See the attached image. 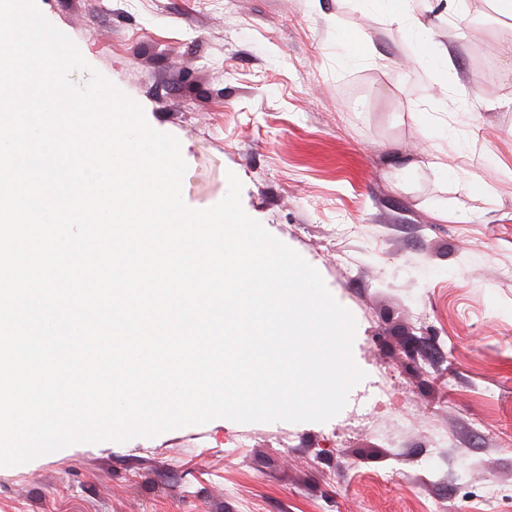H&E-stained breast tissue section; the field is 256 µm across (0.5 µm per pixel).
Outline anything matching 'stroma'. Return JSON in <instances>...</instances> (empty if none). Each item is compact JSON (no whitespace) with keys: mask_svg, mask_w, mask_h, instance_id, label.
<instances>
[{"mask_svg":"<svg viewBox=\"0 0 512 512\" xmlns=\"http://www.w3.org/2000/svg\"><path fill=\"white\" fill-rule=\"evenodd\" d=\"M37 3L89 65L72 82L97 70L179 139L189 207L238 176L354 316L365 377L325 423L0 468V512H512V15L417 0L443 78L363 0Z\"/></svg>","mask_w":512,"mask_h":512,"instance_id":"obj_1","label":"stroma"}]
</instances>
